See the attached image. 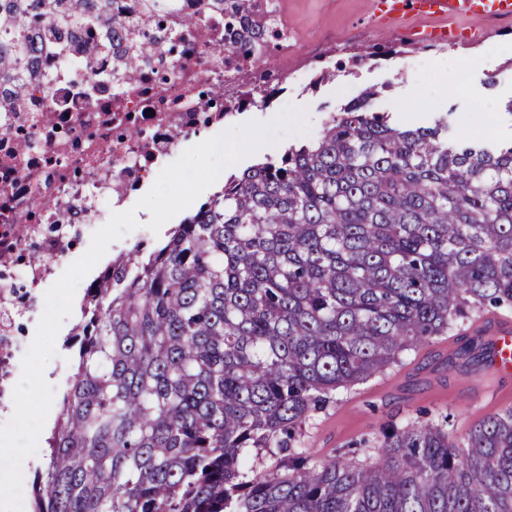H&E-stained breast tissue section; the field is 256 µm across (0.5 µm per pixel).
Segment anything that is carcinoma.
Returning a JSON list of instances; mask_svg holds the SVG:
<instances>
[{
    "label": "carcinoma",
    "mask_w": 512,
    "mask_h": 512,
    "mask_svg": "<svg viewBox=\"0 0 512 512\" xmlns=\"http://www.w3.org/2000/svg\"><path fill=\"white\" fill-rule=\"evenodd\" d=\"M220 2L273 52L275 18ZM101 4L0 0V113L30 33L81 39ZM155 51L132 44L126 85ZM374 95L94 279L33 512H512L511 408L461 434L451 414L392 426L362 463L301 447L336 391L512 308V142H452L446 113L394 126Z\"/></svg>",
    "instance_id": "1"
}]
</instances>
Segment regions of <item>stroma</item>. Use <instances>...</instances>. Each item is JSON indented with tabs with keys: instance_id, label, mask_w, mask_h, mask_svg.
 I'll use <instances>...</instances> for the list:
<instances>
[{
	"instance_id": "1",
	"label": "stroma",
	"mask_w": 512,
	"mask_h": 512,
	"mask_svg": "<svg viewBox=\"0 0 512 512\" xmlns=\"http://www.w3.org/2000/svg\"><path fill=\"white\" fill-rule=\"evenodd\" d=\"M288 20V30L300 49L314 48L328 33L335 34L338 50L362 52L370 47L400 45L396 29H383L369 21L373 0H277ZM486 36L467 46L441 45L416 48L417 62L403 67L401 57L359 69L345 85L330 81L317 91L290 94L293 120L309 125L317 135L347 99L365 88L375 89L374 110L390 113L407 127L425 125L432 113L449 112L474 119L473 138L512 139V25L486 29ZM478 318L405 353L400 362L366 382L339 390L334 402L315 414L306 427L305 447L326 456L352 453L362 462L373 451L362 439L377 440L384 428L395 424L437 420L452 413L458 429H466L484 416L512 408V379L488 373V363L463 364L456 352L477 333ZM79 321L78 313L64 319L55 341V356L44 376L57 396L52 413H59L60 396L72 373L73 350L67 340Z\"/></svg>"
}]
</instances>
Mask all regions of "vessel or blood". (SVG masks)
Returning a JSON list of instances; mask_svg holds the SVG:
<instances>
[{"instance_id": "b4317fda", "label": "vessel or blood", "mask_w": 512, "mask_h": 512, "mask_svg": "<svg viewBox=\"0 0 512 512\" xmlns=\"http://www.w3.org/2000/svg\"><path fill=\"white\" fill-rule=\"evenodd\" d=\"M479 17L490 23L512 21V0H373L372 21L380 27H399L417 45L470 40L473 30L458 21ZM493 350L492 371L512 376V324L493 321L482 326Z\"/></svg>"}]
</instances>
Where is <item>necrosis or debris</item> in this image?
I'll use <instances>...</instances> for the list:
<instances>
[{
    "instance_id": "1",
    "label": "necrosis or debris",
    "mask_w": 512,
    "mask_h": 512,
    "mask_svg": "<svg viewBox=\"0 0 512 512\" xmlns=\"http://www.w3.org/2000/svg\"><path fill=\"white\" fill-rule=\"evenodd\" d=\"M167 25L176 39L165 42L161 60L151 61L130 89L114 75L120 58L89 50L103 24L88 25L84 40L56 50L35 44L25 92L0 122V400L13 393L21 352L5 300L17 284L47 281L52 259L72 250L71 237L47 232V225L95 232L127 203L132 187L151 183L175 161L184 137L222 124L225 105L243 91L257 98L266 85H282L271 103L276 112L289 92L319 84L310 68L297 66L288 38L278 67L261 71L209 0H173ZM215 83L224 88L222 102L210 105L204 92ZM27 133L35 145L23 152L17 138Z\"/></svg>"
}]
</instances>
